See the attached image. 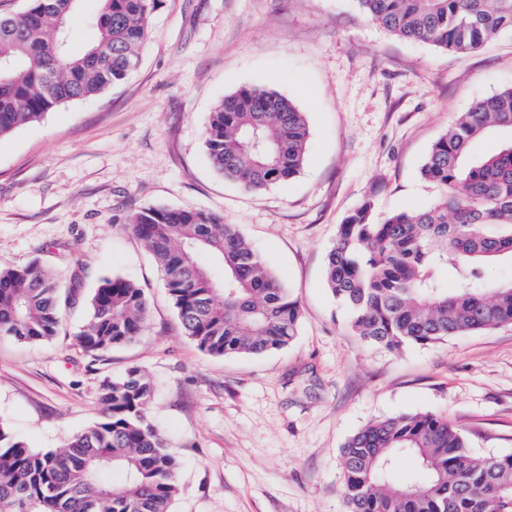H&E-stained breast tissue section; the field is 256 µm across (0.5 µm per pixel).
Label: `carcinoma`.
Segmentation results:
<instances>
[{"label": "carcinoma", "mask_w": 512, "mask_h": 512, "mask_svg": "<svg viewBox=\"0 0 512 512\" xmlns=\"http://www.w3.org/2000/svg\"><path fill=\"white\" fill-rule=\"evenodd\" d=\"M82 0H27L0 15V137L62 103L98 96L139 64L159 0H98L84 54L68 52V20ZM391 34L443 51L472 53L512 32V0H358ZM512 131V86L476 101L431 146L421 176L440 199L375 220L363 201L339 224L326 285L347 325L387 351L512 325V279L490 283L494 260L512 259V139L473 156L475 139ZM305 113L288 97L251 85L209 114L213 169L250 191L295 178L309 141ZM131 232L153 256L185 335L212 356L287 347L301 307L269 262L233 224L205 210L143 208ZM454 286L448 287V271ZM83 268L38 261L0 268V336L30 344L59 333ZM148 320L142 288L103 277L76 336L87 352L123 346ZM151 381L136 367L103 384L101 415L62 447L35 451L0 425V512H170L179 462L148 419ZM417 459L423 478L400 481L395 461ZM348 512H512V454L477 456L464 433L432 412L377 419L342 448Z\"/></svg>", "instance_id": "obj_1"}]
</instances>
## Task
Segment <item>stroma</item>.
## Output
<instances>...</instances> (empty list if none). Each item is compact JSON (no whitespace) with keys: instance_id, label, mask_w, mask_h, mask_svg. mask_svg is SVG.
Wrapping results in <instances>:
<instances>
[{"instance_id":"1","label":"stroma","mask_w":512,"mask_h":512,"mask_svg":"<svg viewBox=\"0 0 512 512\" xmlns=\"http://www.w3.org/2000/svg\"><path fill=\"white\" fill-rule=\"evenodd\" d=\"M148 30L123 83L0 138V268L85 271L51 342L0 338V425L61 447L99 416L103 383L139 368L180 462L172 512H347L343 445L399 413L442 415L474 453L512 454V325L389 352L348 329L325 283L337 226L363 200L380 216L439 199L421 162L458 113L512 86V33L458 55L393 36L357 0H161ZM249 85L294 100L310 131L300 174L256 192L204 147L209 112ZM152 206L238 226L300 303L288 348L214 357L184 335L127 224ZM112 274L143 289L148 325L88 353L86 298Z\"/></svg>"}]
</instances>
